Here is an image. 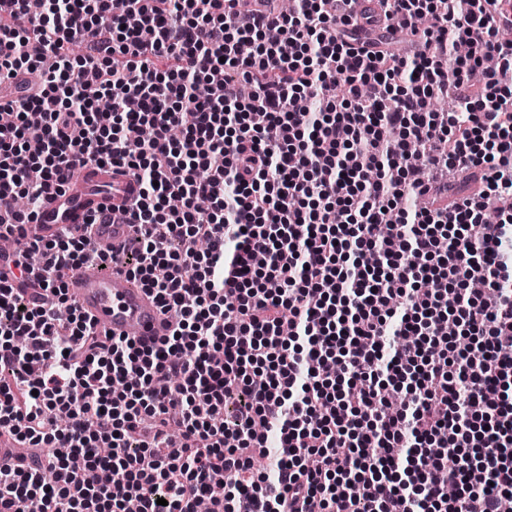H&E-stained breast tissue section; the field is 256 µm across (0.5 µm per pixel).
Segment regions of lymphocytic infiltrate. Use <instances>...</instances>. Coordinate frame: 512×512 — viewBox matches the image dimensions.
Returning a JSON list of instances; mask_svg holds the SVG:
<instances>
[{"mask_svg":"<svg viewBox=\"0 0 512 512\" xmlns=\"http://www.w3.org/2000/svg\"><path fill=\"white\" fill-rule=\"evenodd\" d=\"M232 2L0 0V85L41 73L0 107V230L91 163L135 178L140 227L108 254L63 228L0 267V437L30 450L0 512H502L512 4L377 0L410 27L398 55L346 0ZM459 171L485 190L396 208ZM115 264L172 317L152 347L66 288Z\"/></svg>","mask_w":512,"mask_h":512,"instance_id":"f902f5d3","label":"lymphocytic infiltrate"}]
</instances>
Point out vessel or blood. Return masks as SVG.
Masks as SVG:
<instances>
[{
  "label": "vessel or blood",
  "mask_w": 512,
  "mask_h": 512,
  "mask_svg": "<svg viewBox=\"0 0 512 512\" xmlns=\"http://www.w3.org/2000/svg\"><path fill=\"white\" fill-rule=\"evenodd\" d=\"M135 188L131 175L109 166L78 168L75 176L49 187L46 201L26 233L32 239H48L65 225L79 234L87 218L106 212L112 221L98 225L94 240L102 249L116 246L134 230L126 223L120 205L132 201ZM67 286L80 309L112 335L129 336L150 346L169 332V320L153 295L125 272L107 269L91 273L76 267L68 273Z\"/></svg>",
  "instance_id": "vessel-or-blood-1"
}]
</instances>
